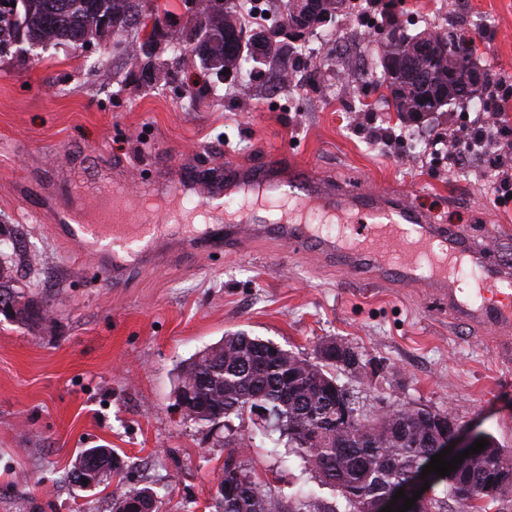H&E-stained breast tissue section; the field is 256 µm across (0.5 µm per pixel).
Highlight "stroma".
Masks as SVG:
<instances>
[{"instance_id":"stroma-1","label":"stroma","mask_w":512,"mask_h":512,"mask_svg":"<svg viewBox=\"0 0 512 512\" xmlns=\"http://www.w3.org/2000/svg\"><path fill=\"white\" fill-rule=\"evenodd\" d=\"M368 10L374 30L349 8L307 35L316 74L287 87L259 65L246 102L236 86L213 85L193 57L180 75L150 83L119 56L87 73L112 34L84 48L23 42L0 57V233L17 250L19 286L44 310L33 325L0 314V512H112L114 496L143 487L157 512H215L230 448L257 429L247 414L219 429L183 418L176 373L235 332L309 359L323 340L346 342L360 364L338 370V382L364 412L421 406L512 449V367L496 361L484 331L421 289L351 277L272 237L137 267L115 288L67 233L74 172L136 187L178 167L258 166L275 151L334 183L419 204L433 223L474 238L498 228L500 255L512 262V199L487 192L486 156L463 163L458 148L466 120L512 129V100L500 112L480 111L476 98L445 106L418 128L443 135L432 156L381 139L404 121L375 88L378 30H440L470 16L480 22L470 31L474 61L512 91V0H371ZM186 81L195 97L182 92ZM96 446L124 470L92 487L69 483L79 452ZM245 460L273 491L309 492L310 512L339 503L287 448L256 439Z\"/></svg>"}]
</instances>
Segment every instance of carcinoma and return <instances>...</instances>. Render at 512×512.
<instances>
[{
	"mask_svg": "<svg viewBox=\"0 0 512 512\" xmlns=\"http://www.w3.org/2000/svg\"><path fill=\"white\" fill-rule=\"evenodd\" d=\"M195 2L192 19L204 28L206 39L197 53L203 66L213 75L226 69L236 75L249 62V55L236 46V31L242 29L245 3L233 0L232 17L212 9L211 0ZM15 6H9V3ZM146 0H0V56L10 51L20 36L33 46L74 45L84 47L103 34L100 21L106 16L118 25V33L133 32V37L112 45V54L134 59L139 36L152 38L159 33L153 26L146 31ZM439 44L450 45L462 64L472 62L473 38L463 28L454 26L438 32ZM185 32L170 37L174 42L170 69L178 73L184 59ZM275 66L278 81H292L295 72L309 65L310 57L302 47L276 42L264 54ZM16 308L17 318L28 320L38 311L18 290L13 268L0 260V297ZM346 367L341 356H326L313 361L283 348L275 349L271 341L230 333L200 354L178 367V390L189 391L188 407L183 415L195 422L214 423L239 415L256 405L260 396L269 416L267 433L286 439L288 452L297 456L304 468L314 473L319 484L332 488L341 508L330 512H372L376 500L392 486L418 472L438 451V439L420 417L421 408L401 407L389 413L370 416L358 413L357 426L336 433L338 414L328 403L325 382L335 380L332 368ZM252 438H240L229 458L237 459L241 493L224 488L222 512H304V498H284L256 481L242 457L251 447ZM490 447L472 457L462 469L440 479L442 495L423 503L421 512H438L448 500L461 505L463 512H483L485 500L495 501L482 490L501 474H512V451L489 439ZM123 468L110 448H85L68 479L83 484L82 476L93 471L98 476ZM154 497L147 488L122 493L115 502V512H153Z\"/></svg>",
	"mask_w": 512,
	"mask_h": 512,
	"instance_id": "carcinoma-1",
	"label": "carcinoma"
}]
</instances>
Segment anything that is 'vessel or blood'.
Listing matches in <instances>:
<instances>
[{
    "mask_svg": "<svg viewBox=\"0 0 512 512\" xmlns=\"http://www.w3.org/2000/svg\"><path fill=\"white\" fill-rule=\"evenodd\" d=\"M159 219L145 217L126 180L83 178L75 195L98 204L91 224L70 234L95 265L122 285L135 267L163 263L171 254L220 252L247 240L272 236L297 249L315 248L350 275L374 273L380 285L422 288L454 316L492 329L495 357L512 363V268L497 262L487 244L432 223L427 212L395 196L335 185L270 155L258 167L229 164L222 172L179 171L149 186ZM200 198L203 223L183 221L182 203ZM357 224L356 235L323 232L326 224Z\"/></svg>",
    "mask_w": 512,
    "mask_h": 512,
    "instance_id": "obj_1",
    "label": "vessel or blood"
}]
</instances>
